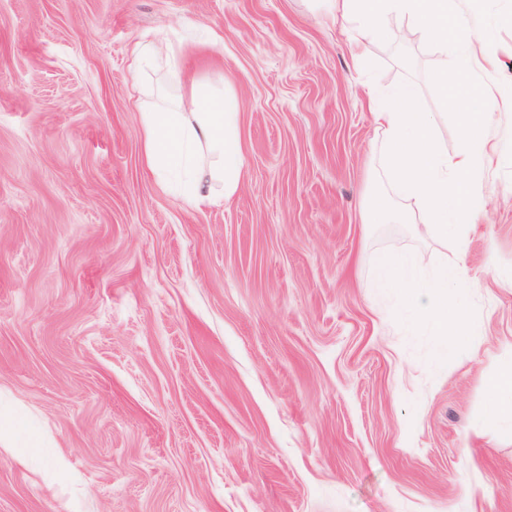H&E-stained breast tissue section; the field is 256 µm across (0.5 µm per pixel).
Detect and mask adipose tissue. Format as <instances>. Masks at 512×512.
<instances>
[{
    "label": "adipose tissue",
    "mask_w": 512,
    "mask_h": 512,
    "mask_svg": "<svg viewBox=\"0 0 512 512\" xmlns=\"http://www.w3.org/2000/svg\"><path fill=\"white\" fill-rule=\"evenodd\" d=\"M329 2L354 34V60H361L368 43L385 35L394 20L406 18L433 45L444 48L450 37H461L478 69L495 65L482 35L457 18L455 0ZM438 81L441 90L456 96H480L485 101L484 111L461 113L464 148L452 156L437 138L439 113L420 110L411 85L370 89L374 121L384 133L381 165L393 177L392 195L377 198L370 211L373 223H395L402 215L392 198L400 196L416 206L423 235L442 241L463 237L482 197V174L493 160L490 131L497 106L480 83L470 81L463 62L440 59ZM241 118L233 88L215 90L192 82L186 97L174 102L159 100L143 113V163L158 185H165L167 175H175L186 200L196 208L230 200L244 175ZM373 283L409 297L425 313L445 354H454L472 336V321L463 300L475 283L462 265H445L427 275L422 255H383L375 263Z\"/></svg>",
    "instance_id": "1"
}]
</instances>
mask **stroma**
Returning <instances> with one entry per match:
<instances>
[{
	"instance_id": "35a3bbf8",
	"label": "stroma",
	"mask_w": 512,
	"mask_h": 512,
	"mask_svg": "<svg viewBox=\"0 0 512 512\" xmlns=\"http://www.w3.org/2000/svg\"><path fill=\"white\" fill-rule=\"evenodd\" d=\"M512 95V0H456ZM182 62L133 72V50ZM438 48L401 21L354 64L323 0H0V512H512V428L485 421L512 343V112L464 241L372 224L388 186L370 86L441 115ZM231 86L246 174L201 210L142 163V114ZM463 260L452 357L380 254Z\"/></svg>"
}]
</instances>
